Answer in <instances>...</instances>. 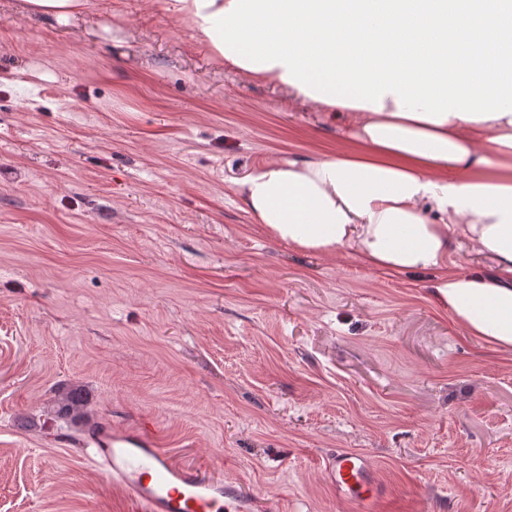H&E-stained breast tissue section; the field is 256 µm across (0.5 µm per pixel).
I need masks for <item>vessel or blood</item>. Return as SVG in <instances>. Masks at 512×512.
<instances>
[{"mask_svg":"<svg viewBox=\"0 0 512 512\" xmlns=\"http://www.w3.org/2000/svg\"><path fill=\"white\" fill-rule=\"evenodd\" d=\"M85 459L120 488L132 512H247L224 495L223 480L177 463L147 428L101 423L88 430ZM336 496L367 512L380 495L369 457L336 450L324 459Z\"/></svg>","mask_w":512,"mask_h":512,"instance_id":"obj_1","label":"vessel or blood"}]
</instances>
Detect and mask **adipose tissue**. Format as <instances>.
I'll return each instance as SVG.
<instances>
[{"label": "adipose tissue", "instance_id": "obj_1", "mask_svg": "<svg viewBox=\"0 0 512 512\" xmlns=\"http://www.w3.org/2000/svg\"><path fill=\"white\" fill-rule=\"evenodd\" d=\"M198 46L346 125L345 149L252 166L253 223L317 254L434 271L432 299L512 348V0H158ZM496 276L448 270L455 240Z\"/></svg>", "mask_w": 512, "mask_h": 512}]
</instances>
